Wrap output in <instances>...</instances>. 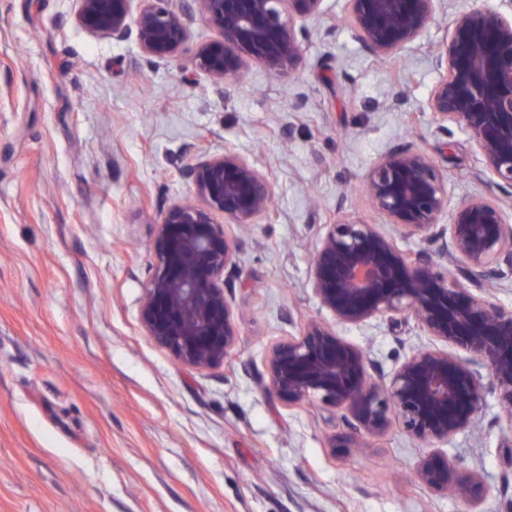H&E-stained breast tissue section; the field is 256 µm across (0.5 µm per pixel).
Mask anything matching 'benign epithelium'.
<instances>
[{"mask_svg":"<svg viewBox=\"0 0 512 512\" xmlns=\"http://www.w3.org/2000/svg\"><path fill=\"white\" fill-rule=\"evenodd\" d=\"M326 0H79L77 18L94 34L136 36L144 55L177 56L193 13L219 38L190 65L216 79L239 77L251 61L276 77L304 63L307 22L327 14ZM354 39L386 61L411 48L433 26L445 37L432 51L438 77L426 107L437 133L455 127L497 189L448 208V176L412 146L379 155L365 177L374 210L404 239L433 248L402 249L374 224L342 218L324 225L310 285L337 325L375 319L413 322L429 343L393 372L373 374V360L321 321L269 351L268 390L288 405L325 404L343 411L352 433L379 437L397 422L415 439L446 442L470 430L490 395L512 416V310L494 302L492 284L512 281V13L449 0H344ZM183 176L203 201L170 208L153 241L154 272L144 286L147 336L183 363L224 364L238 343L235 308L226 295L237 247L212 222L252 224L274 195L268 175L230 149L186 165ZM448 223H441L443 215ZM437 490L476 495L473 472L437 453L416 470Z\"/></svg>","mask_w":512,"mask_h":512,"instance_id":"1","label":"benign epithelium"}]
</instances>
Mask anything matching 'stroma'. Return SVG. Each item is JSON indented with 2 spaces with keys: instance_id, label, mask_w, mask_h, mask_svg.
Here are the masks:
<instances>
[{
  "instance_id": "stroma-1",
  "label": "stroma",
  "mask_w": 512,
  "mask_h": 512,
  "mask_svg": "<svg viewBox=\"0 0 512 512\" xmlns=\"http://www.w3.org/2000/svg\"><path fill=\"white\" fill-rule=\"evenodd\" d=\"M309 23L299 78L249 63L232 86L186 68L217 38L202 19L177 57L93 35L77 0H0V512H466L415 471L442 451L481 478L478 512L512 501V419L488 398L474 430L429 444L394 426L357 438L341 411L266 387L270 348L330 321L309 284L324 224H382L363 179L387 150L425 147L448 199L481 192L459 131L435 133L433 27L392 61L370 56L343 0ZM269 175L270 210L213 222L238 243L227 296L238 344L201 370L146 336L155 229L196 202V146ZM391 373L427 344L410 324L338 328Z\"/></svg>"
}]
</instances>
